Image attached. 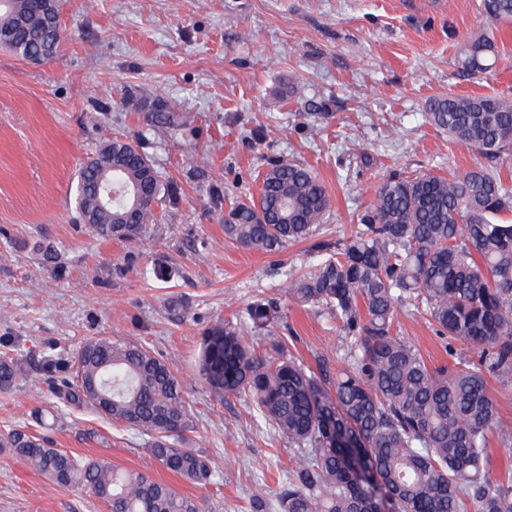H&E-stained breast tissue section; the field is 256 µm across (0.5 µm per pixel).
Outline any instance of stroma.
Masks as SVG:
<instances>
[{
  "mask_svg": "<svg viewBox=\"0 0 512 512\" xmlns=\"http://www.w3.org/2000/svg\"><path fill=\"white\" fill-rule=\"evenodd\" d=\"M480 3L58 0L65 39L54 59L0 51V336L17 339L24 367L16 386L0 391V432L32 425L49 447L145 472L200 500L203 512H247L252 494H274L293 452L252 424L243 400L208 397L196 375L200 339L264 297L286 315L274 337L305 364L343 343L323 311L281 296L286 273L318 260L311 242L275 255L244 249L224 237L227 205L257 193L273 162L306 166L329 192L321 238L333 243L355 231L390 175L449 177L482 163L425 118L429 101L448 94L512 99V24L493 31L490 72L457 70L460 45L483 27ZM155 96L183 113L176 136L144 132L130 106ZM115 138L139 141L182 188L177 205L158 204L156 223L134 245L98 238L75 210L79 167ZM38 239L56 247L60 269L42 267ZM160 259L178 276L156 279ZM173 295L185 302L175 315L166 308ZM394 329L429 366L451 363L421 315L399 311ZM98 336L145 345L175 367L199 420L194 445L214 461L213 485L162 468L133 429L57 407L40 352L68 356ZM0 512L108 508L2 451Z\"/></svg>",
  "mask_w": 512,
  "mask_h": 512,
  "instance_id": "stroma-1",
  "label": "stroma"
}]
</instances>
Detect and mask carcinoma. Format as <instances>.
Instances as JSON below:
<instances>
[{
	"label": "carcinoma",
	"mask_w": 512,
	"mask_h": 512,
	"mask_svg": "<svg viewBox=\"0 0 512 512\" xmlns=\"http://www.w3.org/2000/svg\"><path fill=\"white\" fill-rule=\"evenodd\" d=\"M485 20L512 24V0H482ZM63 27L50 24L36 0L0 5V48L47 62L59 52ZM498 50L487 32L459 49L458 69L484 74ZM143 122L170 132L183 117L162 97L145 99ZM428 123L488 161L512 160V100L448 95L429 104ZM112 170L115 189L135 187L133 208L119 194L97 203V175ZM179 200L178 185L139 146L114 139L78 170L79 218L100 237L135 245L155 222V205ZM330 209L323 182L308 168L278 162L261 176L258 195L231 202L224 235L240 247L273 254L319 234ZM512 188L498 172L477 165L448 179L425 172L392 175L350 236L315 248L321 260L288 276L283 294L317 305L339 323L347 345L331 373L301 363L276 340L246 336L282 318L263 298L242 311L239 324L217 323L201 338L199 374L215 399L243 397L257 419L288 441L293 465L279 492L278 512H512V475L489 472L488 447H512V422L499 416L491 382L512 386ZM400 304L424 311L448 338L451 365L431 368L414 344L393 331ZM0 338V391L23 372ZM58 403L89 408L147 437L164 469L204 488L214 465L191 447L197 418L167 361L135 343L94 337L68 359L42 353ZM9 449L53 483L83 486L109 512H201L200 503L149 475L101 459H79L46 447L28 426L0 434Z\"/></svg>",
	"instance_id": "obj_1"
}]
</instances>
